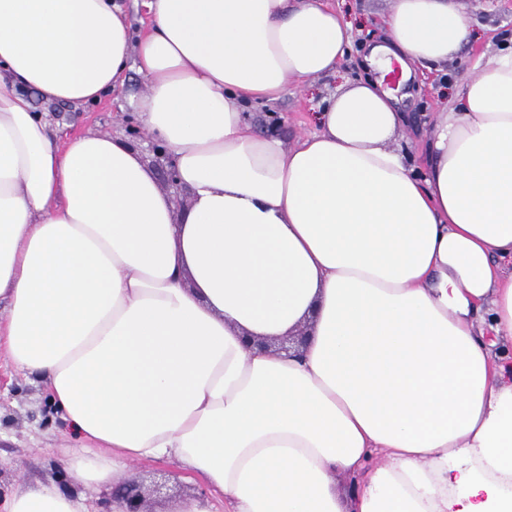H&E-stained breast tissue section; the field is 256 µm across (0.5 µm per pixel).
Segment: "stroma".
Returning <instances> with one entry per match:
<instances>
[{
  "instance_id": "obj_1",
  "label": "stroma",
  "mask_w": 512,
  "mask_h": 512,
  "mask_svg": "<svg viewBox=\"0 0 512 512\" xmlns=\"http://www.w3.org/2000/svg\"><path fill=\"white\" fill-rule=\"evenodd\" d=\"M352 32L354 52L338 66L336 73L310 81L301 88L289 87L279 101L248 107L249 119L268 112L278 113L277 129L285 146H295L315 129L314 114L323 101L347 83L363 76L356 53L368 49L385 35V21L394 0H326ZM466 16L471 39L462 55L448 64L427 71L417 70L412 95L402 106L409 112L407 127L397 142L408 157H415L418 143L429 129L435 113L443 111L453 92L477 74L474 57L491 60L503 45L512 43V0H458ZM146 90L145 81L129 74L124 87L97 103L83 106L50 104L38 93L30 99L35 112L47 121L58 142L87 132L125 138L123 115L131 112L129 97ZM65 421L49 401L43 378L17 371L8 355L0 350V501L22 484H46L71 496L85 495L90 512H112V502L123 486L157 485L152 512H173L184 498L204 493L201 480L189 476L174 464L152 460L126 465L118 483L100 491H84L64 465L72 446Z\"/></svg>"
}]
</instances>
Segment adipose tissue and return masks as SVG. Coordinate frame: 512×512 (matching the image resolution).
Returning a JSON list of instances; mask_svg holds the SVG:
<instances>
[{
    "mask_svg": "<svg viewBox=\"0 0 512 512\" xmlns=\"http://www.w3.org/2000/svg\"><path fill=\"white\" fill-rule=\"evenodd\" d=\"M0 0V345L40 374L77 483L176 463L175 512H512V46L438 113L411 165L381 77L350 83L288 148L244 106L332 72L325 0ZM365 62L460 57L455 0H395ZM134 107L175 157L176 214L139 154L57 143L26 90ZM309 324L301 357L247 335ZM0 512H87L22 485Z\"/></svg>",
    "mask_w": 512,
    "mask_h": 512,
    "instance_id": "obj_1",
    "label": "adipose tissue"
}]
</instances>
